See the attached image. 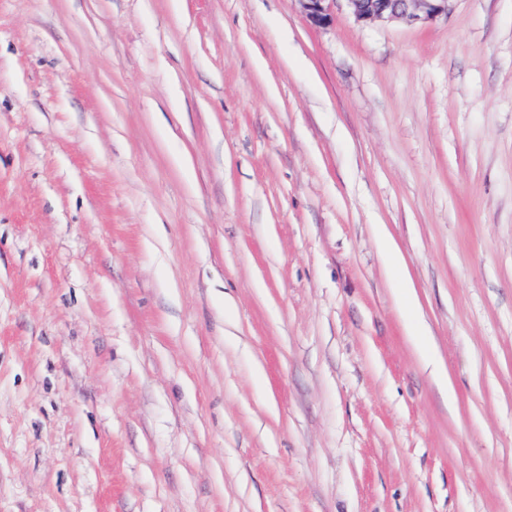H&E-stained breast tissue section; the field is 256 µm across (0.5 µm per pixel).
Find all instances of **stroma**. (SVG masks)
<instances>
[{
  "label": "stroma",
  "mask_w": 512,
  "mask_h": 512,
  "mask_svg": "<svg viewBox=\"0 0 512 512\" xmlns=\"http://www.w3.org/2000/svg\"><path fill=\"white\" fill-rule=\"evenodd\" d=\"M0 512H512V0H0ZM302 12L313 25H326L332 19V10L338 0H297ZM450 0H343L357 22L401 20L407 25H424L448 13Z\"/></svg>",
  "instance_id": "stroma-1"
}]
</instances>
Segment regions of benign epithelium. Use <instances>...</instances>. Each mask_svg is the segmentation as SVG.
Instances as JSON below:
<instances>
[{
	"label": "benign epithelium",
	"instance_id": "benign-epithelium-1",
	"mask_svg": "<svg viewBox=\"0 0 512 512\" xmlns=\"http://www.w3.org/2000/svg\"><path fill=\"white\" fill-rule=\"evenodd\" d=\"M302 12L314 25H326L338 0H299ZM356 21L401 20L424 25L448 13V0H343Z\"/></svg>",
	"mask_w": 512,
	"mask_h": 512
}]
</instances>
